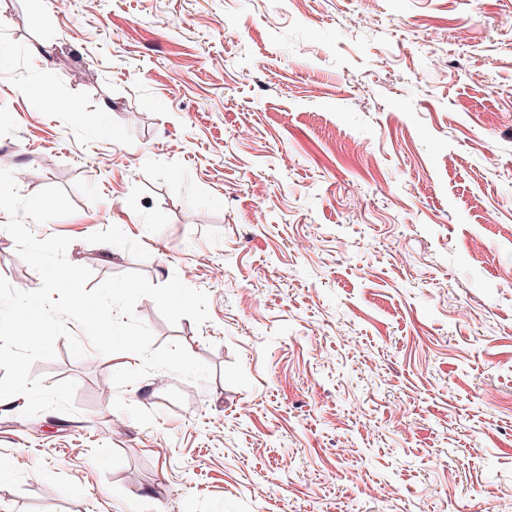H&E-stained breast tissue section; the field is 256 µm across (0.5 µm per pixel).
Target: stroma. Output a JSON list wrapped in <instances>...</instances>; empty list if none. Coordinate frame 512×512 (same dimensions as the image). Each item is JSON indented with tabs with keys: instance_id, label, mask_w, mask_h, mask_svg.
<instances>
[{
	"instance_id": "1",
	"label": "stroma",
	"mask_w": 512,
	"mask_h": 512,
	"mask_svg": "<svg viewBox=\"0 0 512 512\" xmlns=\"http://www.w3.org/2000/svg\"><path fill=\"white\" fill-rule=\"evenodd\" d=\"M0 169L91 285L205 291L135 314L212 370L58 339L0 512H512V0H0Z\"/></svg>"
}]
</instances>
